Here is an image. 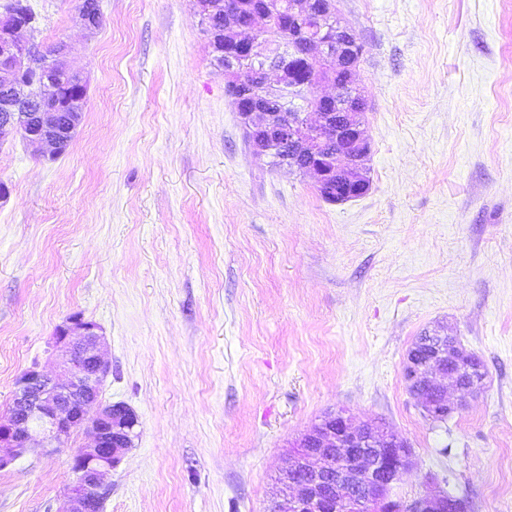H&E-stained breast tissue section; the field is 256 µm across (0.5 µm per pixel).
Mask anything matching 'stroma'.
Segmentation results:
<instances>
[{"label": "stroma", "mask_w": 512, "mask_h": 512, "mask_svg": "<svg viewBox=\"0 0 512 512\" xmlns=\"http://www.w3.org/2000/svg\"><path fill=\"white\" fill-rule=\"evenodd\" d=\"M23 2L89 90L57 159L0 139V414L23 371L60 374L78 314L101 400L138 419L103 512H269L289 443L339 410L409 443L393 499L512 512V0H335L372 181L338 203L250 152L194 0H100L92 36L80 0ZM439 324L487 378L434 424L402 369ZM85 442L0 469V512H57Z\"/></svg>", "instance_id": "35a3bbf8"}]
</instances>
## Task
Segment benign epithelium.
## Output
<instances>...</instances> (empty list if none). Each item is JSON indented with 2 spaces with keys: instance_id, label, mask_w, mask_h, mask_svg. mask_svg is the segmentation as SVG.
<instances>
[{
  "instance_id": "1",
  "label": "benign epithelium",
  "mask_w": 512,
  "mask_h": 512,
  "mask_svg": "<svg viewBox=\"0 0 512 512\" xmlns=\"http://www.w3.org/2000/svg\"><path fill=\"white\" fill-rule=\"evenodd\" d=\"M333 13L331 0H289L286 10L278 0H227L224 27L208 28L219 47L225 88L251 133L253 155L264 158L276 151L286 166L296 157L302 159V171L314 178L316 190L329 202L363 196L371 188L362 167L370 152L361 121L366 99L354 82L362 45L347 28L336 38V28L326 24ZM276 15L290 29L305 24L309 33L289 39L285 46L263 39L257 21ZM28 28L24 9L0 14V137L19 131L25 120L34 128L26 140L46 145L54 154L75 134L87 82L59 102H31L28 111H20L27 85L19 79L39 78L44 59L51 57L61 72H70V46L62 40L51 45L23 41L18 33ZM298 60L312 64L301 87L330 85L334 93L312 95L309 105L293 109L282 102L284 75ZM340 70L347 74L343 86L335 79ZM275 99L279 104L274 107ZM56 347L66 379L32 368L16 380L11 406L0 416V447L12 449L10 455H0V468L26 452L35 438L46 452L54 453L73 432L82 430L90 440L72 457L76 479L58 512H93L95 501L105 493L103 474L116 468L132 447L137 418L121 403L93 408L112 371L96 323L71 317L59 329ZM463 357L441 334L423 360L404 369L406 378L421 382L420 406L429 417L439 416L434 409L437 396L447 398L449 385L474 396L471 385L448 373V365ZM405 447L403 438L381 423L354 426L342 413L326 414L291 445L285 471L288 489L279 512H465V504L436 487L409 503L394 504L391 488L410 464Z\"/></svg>"
}]
</instances>
